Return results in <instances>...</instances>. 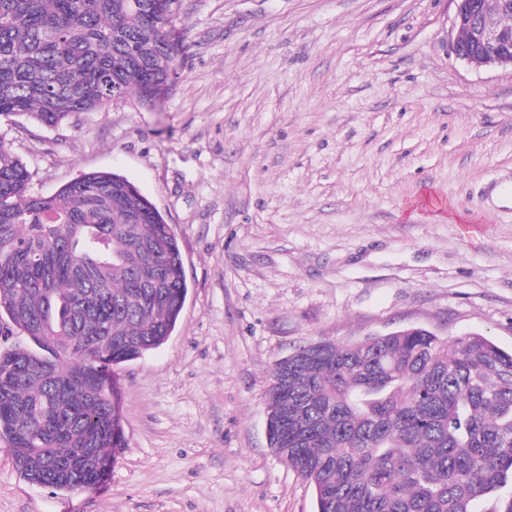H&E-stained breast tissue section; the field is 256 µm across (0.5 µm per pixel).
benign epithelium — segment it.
I'll return each instance as SVG.
<instances>
[{
    "label": "benign epithelium",
    "instance_id": "1",
    "mask_svg": "<svg viewBox=\"0 0 512 512\" xmlns=\"http://www.w3.org/2000/svg\"><path fill=\"white\" fill-rule=\"evenodd\" d=\"M455 25L467 31L464 41H455L457 58L476 67H512V30L502 27L496 13L479 0H455Z\"/></svg>",
    "mask_w": 512,
    "mask_h": 512
}]
</instances>
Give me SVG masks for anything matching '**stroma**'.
Masks as SVG:
<instances>
[{
    "label": "stroma",
    "instance_id": "obj_1",
    "mask_svg": "<svg viewBox=\"0 0 512 512\" xmlns=\"http://www.w3.org/2000/svg\"><path fill=\"white\" fill-rule=\"evenodd\" d=\"M454 0H181L168 94L55 128L0 122L49 195L133 181L188 285L169 340L121 365L127 445L98 489L26 481L0 512H315L267 432L270 368L318 340L421 327L512 349V68L452 52Z\"/></svg>",
    "mask_w": 512,
    "mask_h": 512
}]
</instances>
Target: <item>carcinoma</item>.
I'll use <instances>...</instances> for the list:
<instances>
[{
    "instance_id": "carcinoma-1",
    "label": "carcinoma",
    "mask_w": 512,
    "mask_h": 512,
    "mask_svg": "<svg viewBox=\"0 0 512 512\" xmlns=\"http://www.w3.org/2000/svg\"><path fill=\"white\" fill-rule=\"evenodd\" d=\"M178 6L0 0V121L55 128L127 94L155 106ZM29 184L0 142V440L29 482L89 492L126 447L115 369L162 346L184 308L182 254L119 173L50 196ZM270 376V445L316 512H512V352L484 336L320 340Z\"/></svg>"
}]
</instances>
